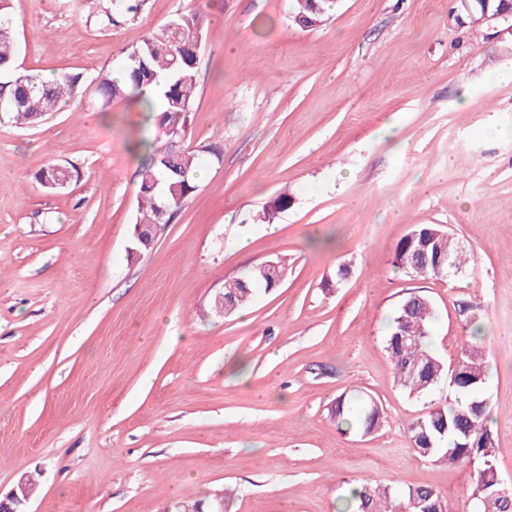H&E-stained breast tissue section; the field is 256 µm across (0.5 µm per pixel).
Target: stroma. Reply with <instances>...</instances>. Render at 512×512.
Wrapping results in <instances>:
<instances>
[{"label":"stroma","mask_w":512,"mask_h":512,"mask_svg":"<svg viewBox=\"0 0 512 512\" xmlns=\"http://www.w3.org/2000/svg\"><path fill=\"white\" fill-rule=\"evenodd\" d=\"M19 69L84 78L121 67L137 33L209 14L191 146L205 175L154 248L128 260L150 113L77 97L42 125L0 118V494L36 485L28 512H340L349 483L429 485L469 512L476 469L419 456L406 424L425 403L384 349L409 290L435 310L432 348L486 352L482 391L512 487V39L455 23V0H335L302 29L291 0H146L99 27L76 0H13ZM469 107H462V100ZM497 131L486 134L487 122ZM75 166L66 189L34 179ZM292 203L268 234L278 193ZM436 224L473 263L445 277L393 266ZM243 236L245 251L228 250ZM275 291L226 318L225 280L276 258ZM352 274L336 283V269ZM374 396L382 427L342 434L343 391ZM75 173H77L78 177V171L74 166H66L54 162H49L45 164L39 171L35 174L36 181L45 189L49 191H55L63 188H48V186H54V183L52 182H46V180H52L56 182L57 177H59L61 180H68V183H71L75 177ZM67 183V184H68Z\"/></svg>","instance_id":"obj_1"}]
</instances>
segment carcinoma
I'll return each instance as SVG.
<instances>
[{
    "label": "carcinoma",
    "mask_w": 512,
    "mask_h": 512,
    "mask_svg": "<svg viewBox=\"0 0 512 512\" xmlns=\"http://www.w3.org/2000/svg\"><path fill=\"white\" fill-rule=\"evenodd\" d=\"M89 9L87 19L100 26H120L133 21L145 0H81ZM458 15L469 19L487 8L491 12H507L512 0H468L458 3ZM331 0H292L290 18L297 26L325 21ZM208 18L201 11L178 13L161 29L136 37L122 60L124 78L117 80L112 72L103 71L87 81L79 73L61 72L45 81L38 74L21 71L16 65L18 45L12 16V0H0V105L8 108L9 119L21 127H34L45 120L39 102L47 98L62 109L60 103L92 91L94 101L104 112L114 103L137 101L146 112L157 113L156 142L150 162L141 171L139 197L134 223L169 224L175 213L197 191L196 169L200 156L216 159L220 152L210 146L184 148L176 158V168L166 163L173 132L187 136L198 93V59L201 49L189 40L193 33L204 35ZM138 52L137 59L130 58ZM168 74V81L157 98L143 96L157 73ZM77 169L54 162L45 164L35 174L40 185L57 179L73 181ZM290 203L288 193L275 196L263 208L262 216L271 221ZM429 244V264L417 268L404 265L407 254ZM278 268L271 274L255 272L241 283L224 281L225 315L252 301L255 292L281 287L287 272L286 262L275 260ZM468 263L462 246L436 224H415L396 245L393 266L414 278H445L448 272ZM434 309L424 295L410 292L402 300L391 320L385 350L392 365L394 379L410 398H428L426 411L407 423V434L415 451L435 462L458 464L472 457L497 463V448L487 428V409L479 406L478 393L486 384L488 368L484 351L468 345L454 359L459 376H448L450 363L431 349V325ZM448 394L434 399L438 389ZM333 416L346 433L366 436L382 422V408L371 397L356 399L344 392L336 398ZM473 512H512V499L499 496L496 489L481 487L475 481L472 493ZM445 496L427 485L394 491L370 481L348 489L342 512H443Z\"/></svg>",
    "instance_id": "1"
}]
</instances>
